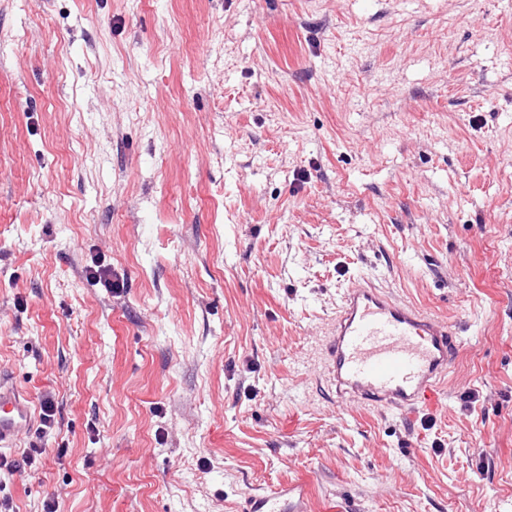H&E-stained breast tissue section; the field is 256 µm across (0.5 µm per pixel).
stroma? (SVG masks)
<instances>
[{"label":"stroma","instance_id":"1","mask_svg":"<svg viewBox=\"0 0 512 512\" xmlns=\"http://www.w3.org/2000/svg\"><path fill=\"white\" fill-rule=\"evenodd\" d=\"M360 279L436 410L327 382ZM0 377L13 512H512V0H0ZM326 336L336 395L404 415L440 405L460 347L446 321L359 281L343 292ZM33 424L30 399L16 387L0 381V446L12 447L19 432ZM297 487L288 485L280 487L268 494L247 497L240 505V512H303L302 508L294 507L292 493Z\"/></svg>","mask_w":512,"mask_h":512}]
</instances>
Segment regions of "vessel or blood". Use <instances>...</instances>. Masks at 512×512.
<instances>
[{
  "mask_svg": "<svg viewBox=\"0 0 512 512\" xmlns=\"http://www.w3.org/2000/svg\"><path fill=\"white\" fill-rule=\"evenodd\" d=\"M460 340L455 328L368 282L343 292L327 332L325 371L338 397L408 414L436 409ZM33 424L30 399L0 381V446ZM293 486L247 497L239 512H303Z\"/></svg>",
  "mask_w": 512,
  "mask_h": 512,
  "instance_id": "vessel-or-blood-1",
  "label": "vessel or blood"
}]
</instances>
